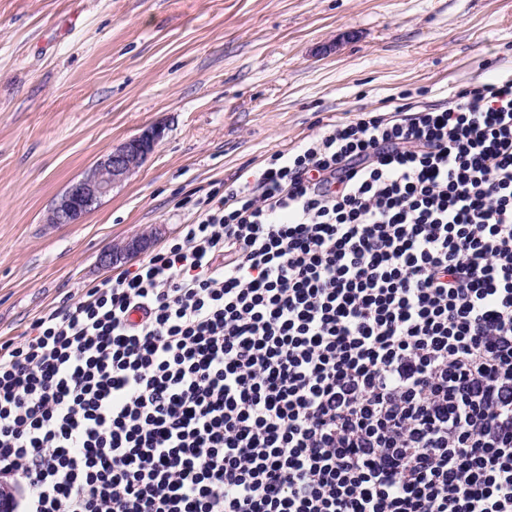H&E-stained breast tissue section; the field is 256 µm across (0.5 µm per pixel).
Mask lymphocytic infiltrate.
Segmentation results:
<instances>
[{
  "instance_id": "1",
  "label": "lymphocytic infiltrate",
  "mask_w": 512,
  "mask_h": 512,
  "mask_svg": "<svg viewBox=\"0 0 512 512\" xmlns=\"http://www.w3.org/2000/svg\"><path fill=\"white\" fill-rule=\"evenodd\" d=\"M31 331L20 512H512V74L274 153Z\"/></svg>"
}]
</instances>
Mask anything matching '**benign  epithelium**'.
I'll return each mask as SVG.
<instances>
[{
  "label": "benign epithelium",
  "instance_id": "benign-epithelium-1",
  "mask_svg": "<svg viewBox=\"0 0 512 512\" xmlns=\"http://www.w3.org/2000/svg\"><path fill=\"white\" fill-rule=\"evenodd\" d=\"M162 134V128L152 127L105 152L93 168L67 187L50 209L47 222L80 223L112 193L115 186L126 181L146 162ZM147 246L146 238L131 240L124 247L106 253L103 262L109 265L120 263L141 253Z\"/></svg>",
  "mask_w": 512,
  "mask_h": 512
}]
</instances>
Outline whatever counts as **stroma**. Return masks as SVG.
<instances>
[{
    "label": "stroma",
    "instance_id": "35a3bbf8",
    "mask_svg": "<svg viewBox=\"0 0 512 512\" xmlns=\"http://www.w3.org/2000/svg\"><path fill=\"white\" fill-rule=\"evenodd\" d=\"M512 71V0H0V343L151 257L325 125ZM153 154L78 224L49 209L108 149ZM148 238H137L127 242L123 248L106 253L102 258L106 264H117L141 253L148 246Z\"/></svg>",
    "mask_w": 512,
    "mask_h": 512
}]
</instances>
